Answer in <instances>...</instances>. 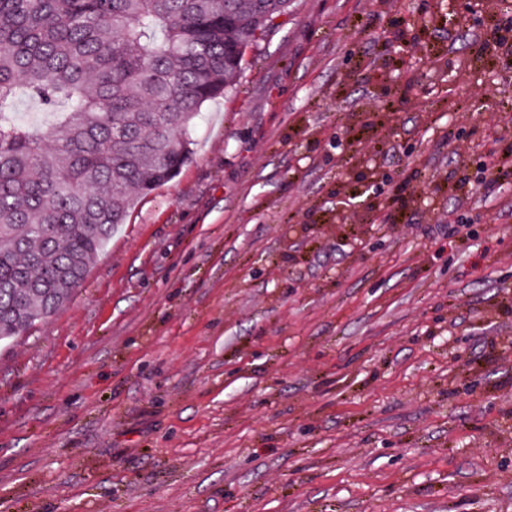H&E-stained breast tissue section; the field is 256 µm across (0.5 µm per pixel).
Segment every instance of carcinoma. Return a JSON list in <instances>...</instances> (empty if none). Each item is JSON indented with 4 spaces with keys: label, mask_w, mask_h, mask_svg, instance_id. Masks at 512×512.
<instances>
[{
    "label": "carcinoma",
    "mask_w": 512,
    "mask_h": 512,
    "mask_svg": "<svg viewBox=\"0 0 512 512\" xmlns=\"http://www.w3.org/2000/svg\"><path fill=\"white\" fill-rule=\"evenodd\" d=\"M289 2L0 0V341L65 306ZM21 99L53 123H19Z\"/></svg>",
    "instance_id": "cac0c4a2"
}]
</instances>
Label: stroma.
<instances>
[{
  "mask_svg": "<svg viewBox=\"0 0 512 512\" xmlns=\"http://www.w3.org/2000/svg\"><path fill=\"white\" fill-rule=\"evenodd\" d=\"M193 139L0 342V512H512V0H290Z\"/></svg>",
  "mask_w": 512,
  "mask_h": 512,
  "instance_id": "stroma-1",
  "label": "stroma"
}]
</instances>
